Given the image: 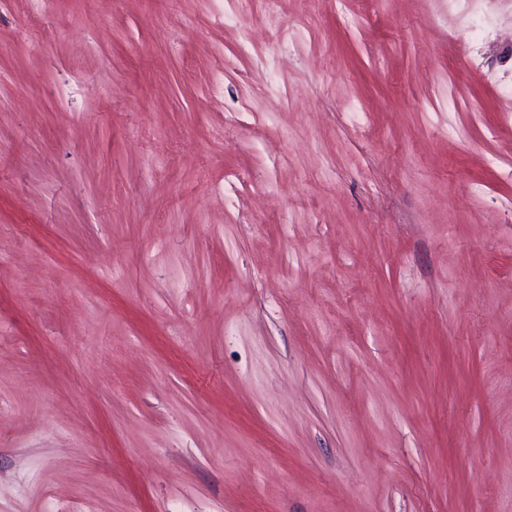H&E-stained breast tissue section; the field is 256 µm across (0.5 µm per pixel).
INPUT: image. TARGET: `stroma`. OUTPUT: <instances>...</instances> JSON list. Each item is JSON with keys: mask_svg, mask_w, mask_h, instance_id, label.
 Listing matches in <instances>:
<instances>
[{"mask_svg": "<svg viewBox=\"0 0 512 512\" xmlns=\"http://www.w3.org/2000/svg\"><path fill=\"white\" fill-rule=\"evenodd\" d=\"M232 9L0 0V512H512V0Z\"/></svg>", "mask_w": 512, "mask_h": 512, "instance_id": "1", "label": "stroma"}]
</instances>
